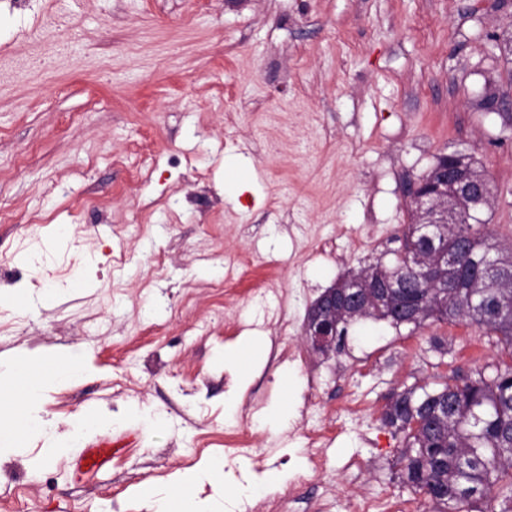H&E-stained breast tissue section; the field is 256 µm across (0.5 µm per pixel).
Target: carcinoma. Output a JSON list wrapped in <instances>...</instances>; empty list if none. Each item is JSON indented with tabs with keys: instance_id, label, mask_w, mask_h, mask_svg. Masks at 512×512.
I'll return each instance as SVG.
<instances>
[{
	"instance_id": "carcinoma-1",
	"label": "carcinoma",
	"mask_w": 512,
	"mask_h": 512,
	"mask_svg": "<svg viewBox=\"0 0 512 512\" xmlns=\"http://www.w3.org/2000/svg\"><path fill=\"white\" fill-rule=\"evenodd\" d=\"M493 205L490 195L486 204L464 211L462 223L447 225L444 243L451 248L463 240L468 249L457 270L440 274L446 288L411 269L413 254L424 250L414 232L419 217L411 212L391 264L378 262L349 273L372 284V292L358 311L336 312L340 328L369 318L397 328L401 323L393 310L411 304L421 310L418 325L468 321L495 335L512 358V310L499 313L478 306L483 294L512 299V275L496 282L483 276L491 260L512 271V250L481 218ZM382 276L404 283L406 294L390 303L383 300L377 293ZM383 422L402 435V483L426 496L436 512H512V361L485 365L470 377L406 386L393 394Z\"/></svg>"
}]
</instances>
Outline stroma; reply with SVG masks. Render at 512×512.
Masks as SVG:
<instances>
[{
    "label": "stroma",
    "instance_id": "35a3bbf8",
    "mask_svg": "<svg viewBox=\"0 0 512 512\" xmlns=\"http://www.w3.org/2000/svg\"><path fill=\"white\" fill-rule=\"evenodd\" d=\"M511 29L512 0H0V268L24 272L0 280V361L40 359L53 378L34 405L46 432L0 453V494L149 512L140 488L216 456L225 505L279 512L275 490L239 486L291 475L316 446L329 463L288 512H433L401 483L383 412L404 386L501 361L496 337L367 319L343 355L288 349L321 293L392 261L408 187L439 154H473L495 198L484 217L512 243V129L480 106L512 92L494 46ZM248 333L265 342L239 353L251 382L233 406L224 349ZM73 350L84 374L68 380ZM279 405L294 410L282 426ZM105 438L126 446L76 471Z\"/></svg>",
    "mask_w": 512,
    "mask_h": 512
}]
</instances>
